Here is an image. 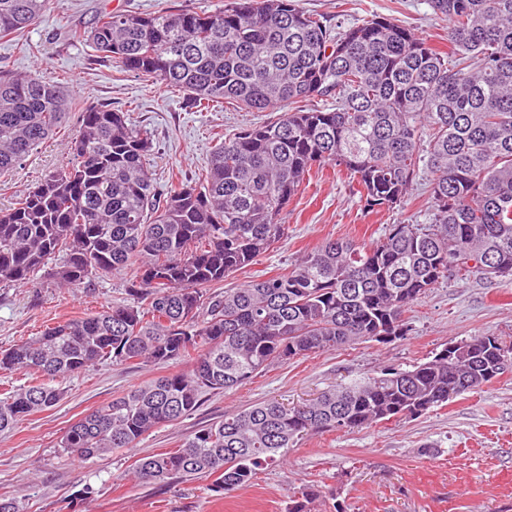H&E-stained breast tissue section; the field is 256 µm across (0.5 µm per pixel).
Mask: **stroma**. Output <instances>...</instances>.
I'll use <instances>...</instances> for the list:
<instances>
[{
    "mask_svg": "<svg viewBox=\"0 0 512 512\" xmlns=\"http://www.w3.org/2000/svg\"><path fill=\"white\" fill-rule=\"evenodd\" d=\"M229 0H50L40 21L21 39L0 38V66L18 75L64 80L71 91L69 119L57 135L0 178V207L23 197L50 170L67 161L68 136L83 110L102 104L126 113L153 142L149 170L158 184L194 180L222 136L273 118L232 104L211 110L184 95L119 71L95 56L85 33L104 11L153 14L166 8L198 13L222 10ZM300 6L350 25L375 16L394 18L428 43L447 50V21L430 0H299ZM427 171L401 206L366 212L345 173L325 168L304 182L288 204V235L229 283L258 280L287 269L327 239L375 241L390 224H426L431 209ZM48 260L37 287L0 284V349L39 335L47 326L132 302L130 275L112 273L86 287L59 288L48 280ZM407 336L382 344L360 341L335 352L276 364L251 382L206 394L188 417L155 428L132 448L75 460L59 441L73 422L157 375L156 369L104 361L54 380L63 392L49 410L20 420L0 437V495L23 512H288L292 499L313 488L312 512H512V371L482 389L450 399L414 419H396L354 431L298 439L253 482L231 493L213 478L138 484L130 472L141 457L177 447L198 428L250 405L276 399L293 404L373 373L426 360L448 341L479 335L512 336V281L470 276L431 288L405 314Z\"/></svg>",
    "mask_w": 512,
    "mask_h": 512,
    "instance_id": "35a3bbf8",
    "label": "stroma"
}]
</instances>
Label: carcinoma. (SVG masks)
Returning a JSON list of instances; mask_svg holds the SVG:
<instances>
[{
	"label": "carcinoma",
	"instance_id": "cac0c4a2",
	"mask_svg": "<svg viewBox=\"0 0 512 512\" xmlns=\"http://www.w3.org/2000/svg\"><path fill=\"white\" fill-rule=\"evenodd\" d=\"M49 0H0V37L36 24ZM448 51L390 17L346 29L298 0H234L218 12H102L92 50L122 71L184 92L196 106L275 112L218 144L200 184L157 188L153 143L125 114L94 106L67 142L70 161L0 208V283L35 287L52 255L61 287L128 271L137 301L77 317L0 351V370L48 380L100 361L168 373L71 424L61 447L90 460L131 448L194 412L208 391L241 386L351 342L407 333L405 313L450 276L512 280V0H431ZM319 100L323 105H315ZM63 83L0 70V176L66 118ZM426 151L429 224H391L372 244L327 240L291 269L206 294L288 231V202L314 167L334 165L368 211L405 200ZM512 339L474 336L409 369L381 368L313 399L263 401L136 461L141 483L215 477L232 492L309 432L423 415L503 374ZM58 388L0 400V434L57 405ZM420 412L413 413L414 409ZM312 489L289 512H311Z\"/></svg>",
	"mask_w": 512,
	"mask_h": 512
}]
</instances>
